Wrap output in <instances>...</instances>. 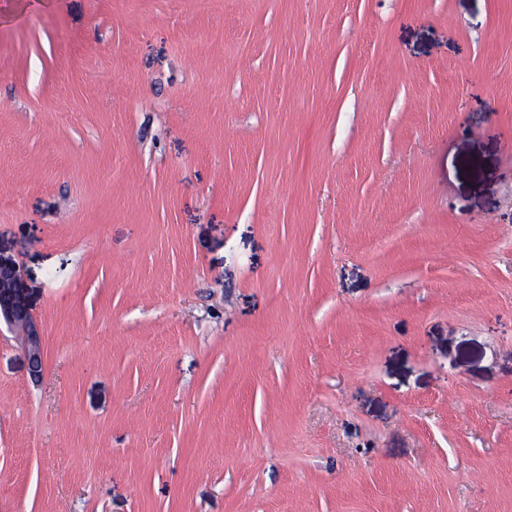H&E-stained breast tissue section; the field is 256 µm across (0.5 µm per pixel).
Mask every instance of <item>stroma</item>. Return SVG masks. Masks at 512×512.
<instances>
[{"mask_svg": "<svg viewBox=\"0 0 512 512\" xmlns=\"http://www.w3.org/2000/svg\"><path fill=\"white\" fill-rule=\"evenodd\" d=\"M512 0H0V512H512ZM19 267L13 262L0 260V323L20 327L23 343L28 351L32 372H43V335L38 321L23 304L18 292Z\"/></svg>", "mask_w": 512, "mask_h": 512, "instance_id": "obj_1", "label": "stroma"}]
</instances>
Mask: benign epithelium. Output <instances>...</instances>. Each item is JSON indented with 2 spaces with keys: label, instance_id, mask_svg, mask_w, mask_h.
<instances>
[{
  "label": "benign epithelium",
  "instance_id": "1",
  "mask_svg": "<svg viewBox=\"0 0 512 512\" xmlns=\"http://www.w3.org/2000/svg\"><path fill=\"white\" fill-rule=\"evenodd\" d=\"M19 267L13 262L0 260V323L19 327L28 351L32 372H43V335L38 321L23 304L18 292Z\"/></svg>",
  "mask_w": 512,
  "mask_h": 512
}]
</instances>
